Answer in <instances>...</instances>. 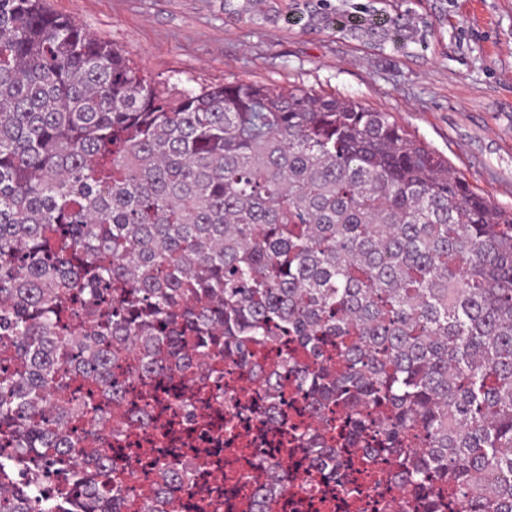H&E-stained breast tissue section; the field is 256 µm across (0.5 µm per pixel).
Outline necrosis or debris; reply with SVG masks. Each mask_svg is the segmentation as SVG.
<instances>
[{
  "instance_id": "1",
  "label": "necrosis or debris",
  "mask_w": 512,
  "mask_h": 512,
  "mask_svg": "<svg viewBox=\"0 0 512 512\" xmlns=\"http://www.w3.org/2000/svg\"><path fill=\"white\" fill-rule=\"evenodd\" d=\"M134 360V353L123 352L111 370L134 421L105 446L124 479L140 491L162 484L156 463L161 449H180L176 462L186 480L175 494L173 512H410L414 500L390 481L384 460H357L351 477L362 492L351 497L295 442L291 420L319 435L335 409L313 417L307 398L288 393L280 403L289 420L279 423L268 415L264 385L230 359L218 360L220 377L202 385L175 373L159 380L132 377ZM198 448L234 468L236 477L201 470ZM270 478L278 480L281 492L258 496L260 484Z\"/></svg>"
}]
</instances>
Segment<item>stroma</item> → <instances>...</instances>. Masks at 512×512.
<instances>
[{"label": "stroma", "instance_id": "1", "mask_svg": "<svg viewBox=\"0 0 512 512\" xmlns=\"http://www.w3.org/2000/svg\"><path fill=\"white\" fill-rule=\"evenodd\" d=\"M57 14L187 88L297 85L393 113L480 195L512 212V0H420L435 24L423 58L373 52L280 18L242 24L224 0H48Z\"/></svg>", "mask_w": 512, "mask_h": 512}]
</instances>
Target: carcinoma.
Masks as SVG:
<instances>
[{
	"label": "carcinoma",
	"instance_id": "cac0c4a2",
	"mask_svg": "<svg viewBox=\"0 0 512 512\" xmlns=\"http://www.w3.org/2000/svg\"><path fill=\"white\" fill-rule=\"evenodd\" d=\"M407 57L433 46L414 0H224ZM294 389L344 416L421 512H512V213L390 112L243 80L172 92L45 6L0 0V512L73 467L89 512L131 506L97 446L110 368L149 379L275 336ZM93 383L99 400L61 399ZM342 490L348 454L325 449Z\"/></svg>",
	"mask_w": 512,
	"mask_h": 512
}]
</instances>
